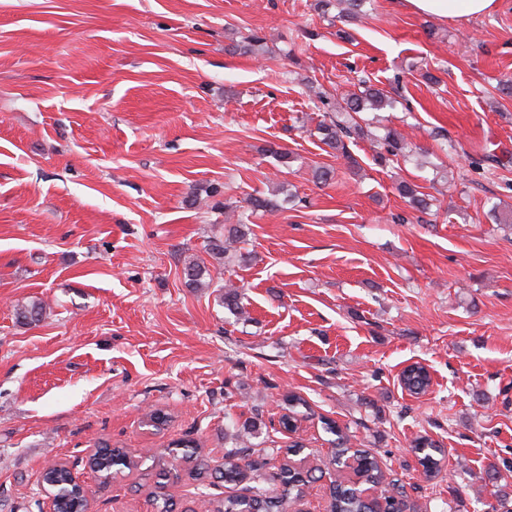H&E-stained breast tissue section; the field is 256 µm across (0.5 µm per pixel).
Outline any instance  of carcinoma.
I'll return each instance as SVG.
<instances>
[{
    "instance_id": "carcinoma-1",
    "label": "carcinoma",
    "mask_w": 512,
    "mask_h": 512,
    "mask_svg": "<svg viewBox=\"0 0 512 512\" xmlns=\"http://www.w3.org/2000/svg\"><path fill=\"white\" fill-rule=\"evenodd\" d=\"M366 0H340L341 9L338 18L347 24L354 23L364 16L363 6ZM360 91L349 97L345 105L336 113L324 116L317 125V134L321 143L336 152V158L344 160L349 167H357V161L351 155L348 143L361 139L368 134V120H358V115L367 109H394L396 99L371 83V80L359 81ZM376 141V161L385 165L397 159L407 160L417 154V146L407 141V138L390 128H384V133L374 135ZM396 190L408 206L419 213L429 214L432 211L435 198L422 192V186L404 179L397 181ZM253 213H277L283 205L278 195L271 193L267 196L252 197L249 200ZM245 234L238 229H228L224 242L217 245L219 253L227 256L237 251V244L244 241ZM206 267L195 261L184 268L188 285L194 288H208L211 282L205 280ZM429 377L424 367L414 364L402 372L401 382L412 394H419L428 385ZM306 405L303 398L297 395L288 396V413L281 418V425L288 429H296L300 411L298 408ZM326 432L336 436L335 451L332 456L333 464L347 459L345 453L350 451L347 446L348 437L339 425L332 421L323 422ZM254 427L242 426L235 434L237 444L224 449V463L221 468L212 470L208 461L198 454L194 441L187 440L174 444L168 449V459L159 463L158 488L155 502L158 512H173V503L165 492L161 491L166 484L168 473L183 472L194 480H203L214 476L228 485H237L245 480L254 482L253 494L248 498L228 497L216 512H286L288 502L298 494L297 483L299 473L292 470L288 464H282L278 472L267 474L262 467L248 461L252 448L239 444L244 436L251 434ZM418 464L422 467L425 477L431 478L441 472L443 454L434 442L427 436H421L412 447ZM352 452V451H350ZM352 455L359 461L358 472L364 482L382 489L396 487L391 481H386L378 459L369 451L357 449ZM135 455L127 448H112L97 461L94 472L108 482L112 475L124 468L135 464ZM44 479L50 482V488L60 496L62 503L60 512H80L81 498L73 491L71 483L74 475L65 467L50 468L45 471ZM331 512H368L369 505L354 490L348 486L337 485L331 496Z\"/></svg>"
}]
</instances>
